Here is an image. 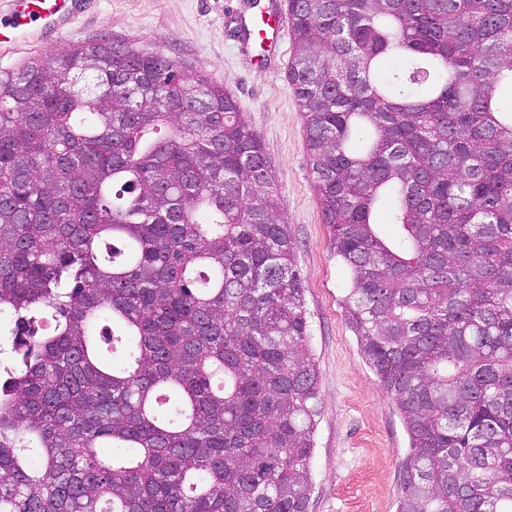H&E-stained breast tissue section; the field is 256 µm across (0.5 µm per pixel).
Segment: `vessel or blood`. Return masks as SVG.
<instances>
[{"label":"vessel or blood","instance_id":"obj_1","mask_svg":"<svg viewBox=\"0 0 512 512\" xmlns=\"http://www.w3.org/2000/svg\"><path fill=\"white\" fill-rule=\"evenodd\" d=\"M7 3V10H0L1 48L11 47L36 32L60 39L87 6V0H7ZM241 25L254 32L270 51H280L285 24L265 0H252L251 12L242 17Z\"/></svg>","mask_w":512,"mask_h":512}]
</instances>
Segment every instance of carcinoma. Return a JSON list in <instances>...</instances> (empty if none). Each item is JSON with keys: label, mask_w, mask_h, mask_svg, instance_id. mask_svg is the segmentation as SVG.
<instances>
[{"label": "carcinoma", "mask_w": 512, "mask_h": 512, "mask_svg": "<svg viewBox=\"0 0 512 512\" xmlns=\"http://www.w3.org/2000/svg\"><path fill=\"white\" fill-rule=\"evenodd\" d=\"M288 12L345 319L409 439L398 512H512V0ZM276 192L208 75L108 41L0 74V512H308L319 373Z\"/></svg>", "instance_id": "obj_1"}]
</instances>
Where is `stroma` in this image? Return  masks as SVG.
<instances>
[{"instance_id":"1","label":"stroma","mask_w":512,"mask_h":512,"mask_svg":"<svg viewBox=\"0 0 512 512\" xmlns=\"http://www.w3.org/2000/svg\"><path fill=\"white\" fill-rule=\"evenodd\" d=\"M246 0H90L70 43L109 41L177 61L230 90L264 143L276 206L296 243L305 288L309 348L320 375V416L308 512H397L408 437L348 328L342 300L349 274L336 258L312 189L303 120L288 64L292 42L258 65L259 47L233 37Z\"/></svg>"}]
</instances>
